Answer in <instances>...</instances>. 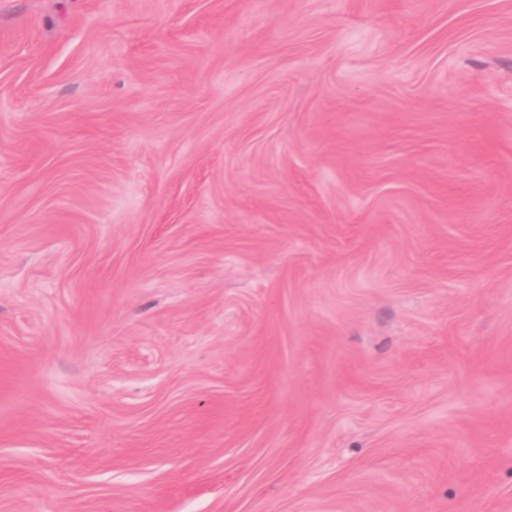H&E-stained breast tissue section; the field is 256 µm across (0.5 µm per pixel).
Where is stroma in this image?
I'll return each mask as SVG.
<instances>
[{
  "label": "stroma",
  "mask_w": 512,
  "mask_h": 512,
  "mask_svg": "<svg viewBox=\"0 0 512 512\" xmlns=\"http://www.w3.org/2000/svg\"><path fill=\"white\" fill-rule=\"evenodd\" d=\"M0 512H512V0H0Z\"/></svg>",
  "instance_id": "1"
}]
</instances>
